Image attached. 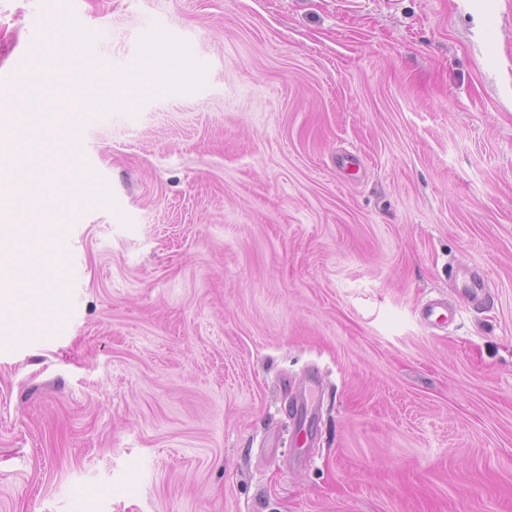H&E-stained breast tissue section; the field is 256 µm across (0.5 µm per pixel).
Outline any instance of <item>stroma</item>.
I'll use <instances>...</instances> for the list:
<instances>
[{
  "label": "stroma",
  "mask_w": 512,
  "mask_h": 512,
  "mask_svg": "<svg viewBox=\"0 0 512 512\" xmlns=\"http://www.w3.org/2000/svg\"><path fill=\"white\" fill-rule=\"evenodd\" d=\"M41 14L0 0V95ZM76 17L115 67L160 23L206 85L91 121L116 208L0 254V512H512V0ZM458 270L491 304L424 326Z\"/></svg>",
  "instance_id": "1"
}]
</instances>
